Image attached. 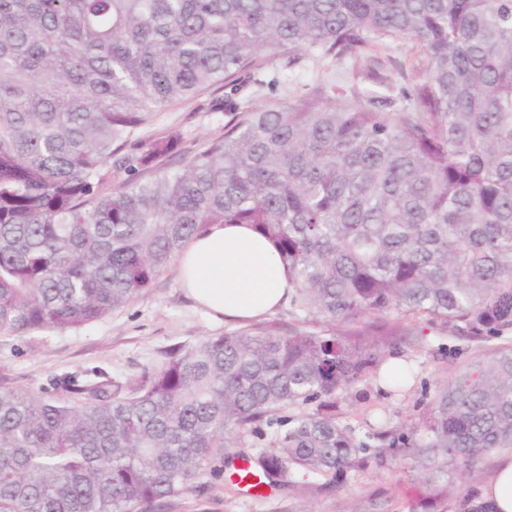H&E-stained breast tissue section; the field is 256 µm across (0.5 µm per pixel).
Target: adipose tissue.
I'll return each instance as SVG.
<instances>
[{
	"label": "adipose tissue",
	"mask_w": 512,
	"mask_h": 512,
	"mask_svg": "<svg viewBox=\"0 0 512 512\" xmlns=\"http://www.w3.org/2000/svg\"><path fill=\"white\" fill-rule=\"evenodd\" d=\"M182 285L209 312L254 318L287 299L288 275L275 246L247 224H212L179 257Z\"/></svg>",
	"instance_id": "obj_1"
}]
</instances>
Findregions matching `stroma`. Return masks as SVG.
<instances>
[{"label":"stroma","mask_w":512,"mask_h":512,"mask_svg":"<svg viewBox=\"0 0 512 512\" xmlns=\"http://www.w3.org/2000/svg\"><path fill=\"white\" fill-rule=\"evenodd\" d=\"M419 48L408 40L387 41L358 49L342 60H318L298 53L295 62L276 60L261 72L260 82L248 83L241 101L259 109L305 92L315 78L335 81L338 100L351 102L375 97L382 112L409 111L411 69ZM224 90L212 89L159 112L153 125L140 130L143 138L177 134L180 144L169 159L176 168L182 158L202 151L221 137L227 114L214 104ZM381 326L386 348L413 364L415 375L405 391L390 394L385 387L362 382L336 397V419L365 435L373 414L385 411L394 426H416L426 402L454 368L483 349V341L457 335L447 325L395 315L363 319L335 326L338 335H369ZM302 323L290 305L255 319L224 320L198 307L185 292L178 262L154 282L149 293L86 326L49 329L23 337L0 338V387L36 391L64 373L101 368L112 378L134 379L163 366L170 348L198 345L207 339L237 330H268L287 335ZM233 467L217 464L207 474L199 492L186 495L170 512H353L365 496H375L384 512H407L423 491L414 473L400 460L387 467L350 472L321 486L302 473L291 483L265 488L262 495L247 493L230 481Z\"/></svg>","instance_id":"obj_1"}]
</instances>
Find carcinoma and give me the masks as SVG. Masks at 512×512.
<instances>
[{
  "label": "carcinoma",
  "mask_w": 512,
  "mask_h": 512,
  "mask_svg": "<svg viewBox=\"0 0 512 512\" xmlns=\"http://www.w3.org/2000/svg\"><path fill=\"white\" fill-rule=\"evenodd\" d=\"M400 39L421 53L410 112L338 102L329 80L261 110L233 98L270 60ZM217 84L231 121L182 168L164 164L177 136L135 138ZM210 224L273 243L303 320L395 314L494 342L414 430L380 416L370 435L426 488L409 512H492L478 463L512 450V0H0V338L128 306ZM383 364L379 341L332 329L241 330L135 380L0 388V512H160L263 420L259 477L361 470L370 443L331 408L412 377Z\"/></svg>",
  "instance_id": "obj_1"
}]
</instances>
